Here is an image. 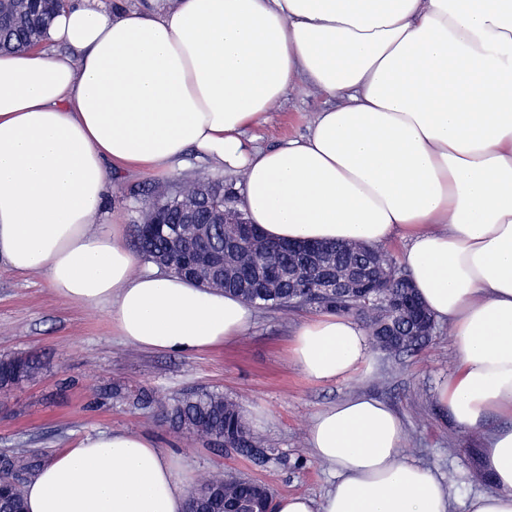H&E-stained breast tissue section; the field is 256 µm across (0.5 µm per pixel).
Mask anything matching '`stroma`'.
Returning a JSON list of instances; mask_svg holds the SVG:
<instances>
[{"label":"stroma","instance_id":"35a3bbf8","mask_svg":"<svg viewBox=\"0 0 512 512\" xmlns=\"http://www.w3.org/2000/svg\"><path fill=\"white\" fill-rule=\"evenodd\" d=\"M328 104L311 90L289 93L270 121L247 135L262 147L306 135ZM202 176L241 188L239 176L192 158L171 173L117 171L101 219L122 225L126 246H133L134 192L155 197ZM314 316L308 309H258L249 330L223 346L194 355L148 350L125 342L106 311L62 300L41 273L22 276L0 263V358L31 355L39 363L36 378L0 395V454L45 462L86 434L126 431L151 438L199 475L242 474L268 484L276 496L304 494L319 501L335 485L336 475L311 453L310 420L322 409L364 395L398 415L406 459L441 480L449 491V512H465L468 496L491 491L480 465L485 433L460 434L437 401L439 384L458 364L448 323L437 322L416 352L393 357L373 349L353 377L316 383L291 359L299 325ZM117 386L122 389L118 398L112 395ZM143 388L162 397L197 389L223 392L250 417L270 461L257 465L172 430L157 408L133 406Z\"/></svg>","mask_w":512,"mask_h":512}]
</instances>
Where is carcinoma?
Instances as JSON below:
<instances>
[{"mask_svg": "<svg viewBox=\"0 0 512 512\" xmlns=\"http://www.w3.org/2000/svg\"><path fill=\"white\" fill-rule=\"evenodd\" d=\"M65 5V0H14L10 4L11 17L0 19V51L39 43L49 19ZM236 196L224 188L219 180L200 177L194 182L180 186L170 193L143 204L139 210L140 223L135 225L136 244L148 263L166 262L168 271L186 277L179 258L171 244L169 228L155 224L154 211H166L171 224L178 227L184 238H193L199 231L196 224L183 222L182 211L194 205L200 217L213 210L224 211L234 218L247 221L245 213L236 205ZM237 236L235 224H211L208 227L206 245L213 251L229 248ZM334 257L335 269L345 275L353 267H366L371 263L388 282L384 289L386 299L398 297L405 287L411 285L407 270L389 254L358 243H327ZM268 264L275 269L293 270L310 278L319 277L316 260L307 253L291 251L286 241H271L263 236L243 240L235 245L233 262L225 269L224 281L216 282L212 289L234 295L262 310L308 308L320 313H342L365 323L373 344L390 355H399L422 347L429 335H410L411 322L396 320L383 327L380 312L385 304L367 301L352 293L324 289L316 294L302 296L291 288L283 278L271 288H246L252 270L259 264ZM38 373V364L30 356L0 359V392L5 394L12 387L33 379ZM140 400L159 407L166 423L175 430L194 433L212 448L231 445L234 452L257 463L268 460L267 448L254 435L242 406L214 390H192L167 401L158 398L155 392L144 390ZM12 469L34 475L37 465L31 459L11 456L0 470V512H17L21 507L22 489L9 479ZM268 486L256 480L223 472L208 475L200 486L204 500V512H224L235 508L238 512H256L260 509V492Z\"/></svg>", "mask_w": 512, "mask_h": 512, "instance_id": "cac0c4a2", "label": "carcinoma"}]
</instances>
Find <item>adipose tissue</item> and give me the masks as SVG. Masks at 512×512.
<instances>
[{"label": "adipose tissue", "mask_w": 512, "mask_h": 512, "mask_svg": "<svg viewBox=\"0 0 512 512\" xmlns=\"http://www.w3.org/2000/svg\"><path fill=\"white\" fill-rule=\"evenodd\" d=\"M45 40L0 53V260L107 308L131 344L192 355L241 336L253 310L142 265L120 225L99 223L113 169L168 173L192 150L242 177L236 205L268 239L403 234L458 356L439 402L463 433L503 419L483 450L494 490L467 512H512V0H68ZM303 88L335 101L307 135L245 138ZM292 353L325 383L353 377L369 344L326 313ZM308 444L336 483L276 512H448L375 398L317 412ZM197 480L148 437L111 431L55 453L23 492L27 512H185Z\"/></svg>", "instance_id": "obj_1"}]
</instances>
